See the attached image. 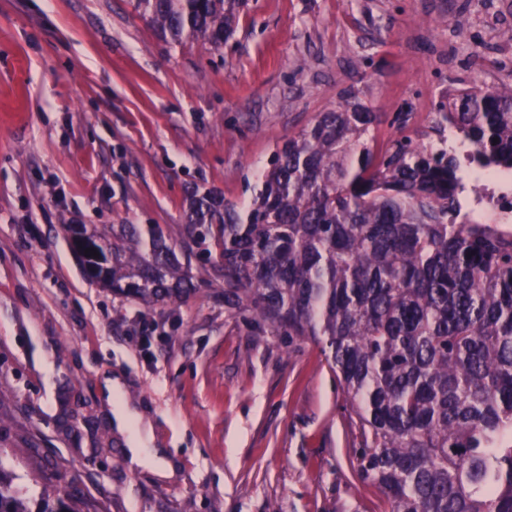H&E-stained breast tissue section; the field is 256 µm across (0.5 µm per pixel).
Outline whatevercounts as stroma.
Wrapping results in <instances>:
<instances>
[{
    "label": "stroma",
    "mask_w": 512,
    "mask_h": 512,
    "mask_svg": "<svg viewBox=\"0 0 512 512\" xmlns=\"http://www.w3.org/2000/svg\"><path fill=\"white\" fill-rule=\"evenodd\" d=\"M512 0H247L221 48L165 41L132 0H0V466L87 512H389L349 400L309 340L89 280L67 224L185 233L187 184L250 203L277 144L354 88L439 144L449 88L512 87ZM406 113L405 124L395 120ZM51 367H44L43 357ZM179 477L129 469L104 373Z\"/></svg>",
    "instance_id": "obj_1"
}]
</instances>
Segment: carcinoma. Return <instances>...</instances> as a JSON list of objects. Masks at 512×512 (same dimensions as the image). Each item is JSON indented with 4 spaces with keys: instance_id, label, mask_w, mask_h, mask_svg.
Here are the masks:
<instances>
[{
    "instance_id": "obj_1",
    "label": "carcinoma",
    "mask_w": 512,
    "mask_h": 512,
    "mask_svg": "<svg viewBox=\"0 0 512 512\" xmlns=\"http://www.w3.org/2000/svg\"><path fill=\"white\" fill-rule=\"evenodd\" d=\"M245 4L134 0L172 43L214 47ZM379 121L345 92L276 147L245 211L187 187L180 254L160 224L66 231L90 280L145 305L186 302L181 256L215 245L229 317L320 347L362 437L359 475L390 512H512V235L472 219L465 176L512 172V88L448 91L442 121L468 165L411 137L377 150ZM15 479L0 467V512H80Z\"/></svg>"
}]
</instances>
